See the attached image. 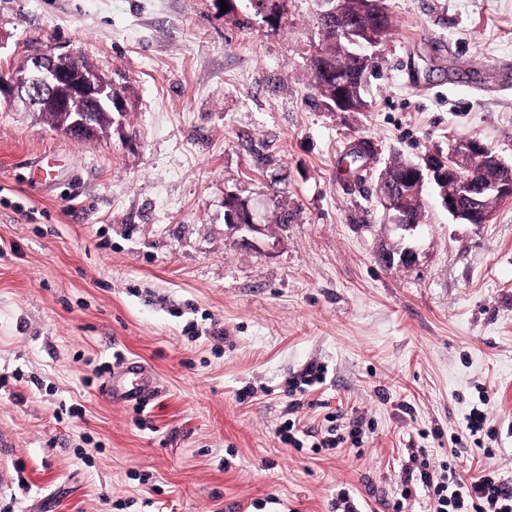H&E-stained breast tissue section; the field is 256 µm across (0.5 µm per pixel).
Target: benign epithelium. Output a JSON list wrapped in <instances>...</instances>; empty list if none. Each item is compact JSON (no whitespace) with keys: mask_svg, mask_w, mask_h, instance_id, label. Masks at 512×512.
<instances>
[{"mask_svg":"<svg viewBox=\"0 0 512 512\" xmlns=\"http://www.w3.org/2000/svg\"><path fill=\"white\" fill-rule=\"evenodd\" d=\"M382 25L376 23L363 26L359 19H352L345 28L336 30L332 38L336 51L346 56H358L371 59L368 50L381 42L379 30ZM336 84V97L332 109L340 112L355 111V102L346 91L348 78L341 72L333 74ZM115 91L112 80L97 71L86 68L75 55L58 53L52 48H37L29 54L27 60L18 68L0 76V97L8 104L22 103L35 111L60 110L70 113L67 131H83L92 126L95 111L124 112L126 101L122 97H113ZM83 100L88 109L80 112L70 111V103ZM491 165L503 172L496 181H481L475 175V169ZM432 184L439 189L441 205L448 214L461 224H485L492 217L483 207L487 197H498L504 201L512 200V162H505L498 154L481 143L460 140L455 143L444 160L415 162L407 170L396 187L386 189L379 194L383 207L391 214V224L401 231L410 232L418 227L408 206L409 197L422 198L426 185ZM247 223H242L231 212L228 215V227L241 234V240L248 244V234L259 230L255 224L248 203H243ZM381 259L409 267L415 262V251L409 247L398 253L385 250Z\"/></svg>","mask_w":512,"mask_h":512,"instance_id":"7a95c632","label":"benign epithelium"}]
</instances>
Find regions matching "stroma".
<instances>
[{
  "label": "stroma",
  "mask_w": 512,
  "mask_h": 512,
  "mask_svg": "<svg viewBox=\"0 0 512 512\" xmlns=\"http://www.w3.org/2000/svg\"><path fill=\"white\" fill-rule=\"evenodd\" d=\"M383 4L368 107L335 112L310 69L325 0H280L274 25L250 0H0V71L48 45L127 97L81 142L0 104V376L23 377L0 389V512H333L349 489L392 512L404 449L439 470L482 390L493 453L458 462L512 483V201L459 224L429 188L403 235L378 193L393 161L462 139L512 159V0ZM359 141L374 155L355 170ZM52 152L61 185L30 184ZM399 245L412 266L381 261ZM214 321L223 337L186 332ZM116 350L157 377L144 412L102 394L93 369ZM311 362L325 405L301 429L363 419L360 454L278 440ZM233 197H235V196H233ZM235 198H237V197H235ZM236 202L243 204L242 208H244V214L246 215L247 223L244 224V223L240 222L234 212H229L228 221L230 224H227V223L226 224L228 225V227L231 231H233L234 233L241 234V240L244 243L250 244L251 241L249 240L247 234L252 233V232H257L259 230V226H258V224H255V222H254V217H253L252 211L250 210V208L248 206V203H246V201L241 200L239 198H237ZM326 368L321 364L309 363L300 373L298 378L288 381L286 396L288 403L285 412L288 416L295 415L304 407V397L310 388L322 384L325 379Z\"/></svg>",
  "instance_id": "stroma-1"
}]
</instances>
